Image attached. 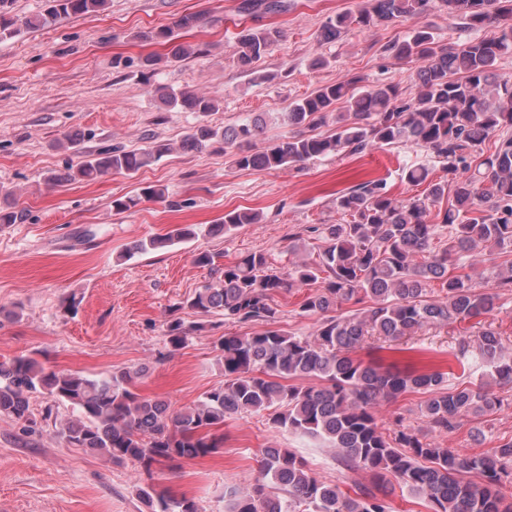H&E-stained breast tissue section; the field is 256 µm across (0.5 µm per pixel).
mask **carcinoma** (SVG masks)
I'll list each match as a JSON object with an SVG mask.
<instances>
[{
	"instance_id": "cac0c4a2",
	"label": "carcinoma",
	"mask_w": 512,
	"mask_h": 512,
	"mask_svg": "<svg viewBox=\"0 0 512 512\" xmlns=\"http://www.w3.org/2000/svg\"><path fill=\"white\" fill-rule=\"evenodd\" d=\"M7 2L0 0V39L14 35L19 23L45 28L108 7V0H48L44 12L19 22L7 15ZM437 9L470 29L493 34L441 45L423 26L390 43L387 51L395 58L417 63L413 96H403L393 84L364 85L354 77L293 101L281 119L294 131L262 149L254 145L264 131L260 118L224 129L199 125L182 147L201 150L222 143L231 166L271 170L408 144L439 159L446 180L433 183L428 167L410 165L404 178L412 185L428 183L424 196L396 199L379 179L337 192L336 210L351 220L316 228L321 242L316 263L300 262L280 272L264 253L249 252L215 270L217 280L197 289L186 308L263 329L218 339L224 385L196 403L173 411L165 400L140 395L135 384L141 370L57 371L33 352L0 361V416L32 432L37 422L30 397L46 394L75 412L57 430L60 439L116 463L134 462L149 474L162 462L218 452L226 417L272 409L275 426L327 441L345 467L365 471L371 483L345 494L316 478L295 451L268 447L260 479L246 491H230L228 512H391L386 496L379 495V482L388 475L426 501L430 512H512V497L501 492L504 482L512 483V439L494 456L461 454L409 428L385 432L373 413L380 400L422 393L427 399L420 411L430 431L449 434L461 417L501 407L503 400L488 384H455L451 372L398 370L355 356L370 341L397 342L425 328L475 320L476 350L464 338L461 355L477 365L491 364L497 385L512 384V356L503 355V336L492 323L480 321L497 309L494 289L512 288V79L497 72L498 61L512 52V0H368L356 13L329 19L322 38L332 42L353 29ZM280 37L275 27L241 29L234 43L237 65L253 70ZM156 92L169 107L216 109L198 92L160 87ZM324 126L334 130L315 133ZM172 150L164 141L141 150H103L69 168L65 180L92 181L113 171L132 175ZM444 199L447 206L432 212ZM258 222V214L235 210L208 234ZM440 227L448 229V244L437 249L433 240ZM194 235L189 227L174 228L137 242L128 256ZM293 288L313 289L300 305L304 315L317 317L312 338L274 328L275 296ZM349 304L353 309L343 310ZM189 331L182 318L169 320L168 344L182 347ZM137 495L151 512H198L193 500L152 484L139 487Z\"/></svg>"
}]
</instances>
